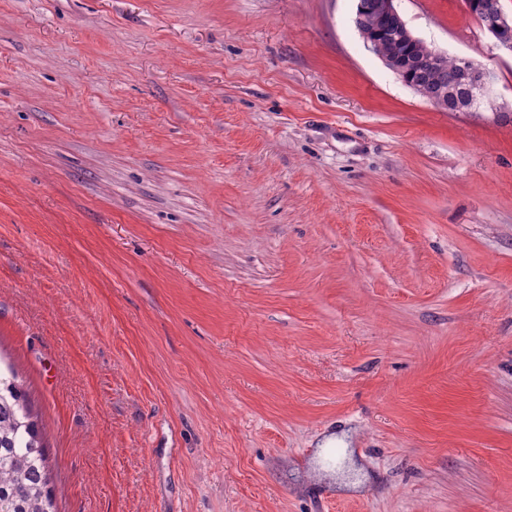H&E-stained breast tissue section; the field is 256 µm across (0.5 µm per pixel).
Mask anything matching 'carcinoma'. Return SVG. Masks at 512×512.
Masks as SVG:
<instances>
[{
    "label": "carcinoma",
    "instance_id": "carcinoma-1",
    "mask_svg": "<svg viewBox=\"0 0 512 512\" xmlns=\"http://www.w3.org/2000/svg\"><path fill=\"white\" fill-rule=\"evenodd\" d=\"M45 446L12 368L0 370V512H57Z\"/></svg>",
    "mask_w": 512,
    "mask_h": 512
}]
</instances>
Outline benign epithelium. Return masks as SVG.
Returning <instances> with one entry per match:
<instances>
[{"label": "benign epithelium", "mask_w": 512, "mask_h": 512, "mask_svg": "<svg viewBox=\"0 0 512 512\" xmlns=\"http://www.w3.org/2000/svg\"><path fill=\"white\" fill-rule=\"evenodd\" d=\"M398 0H358L355 25L366 47L397 76L412 72L416 80L407 86L421 98L445 112H462L472 107L486 87V72L466 58L455 60L448 72V54L433 47L423 56L407 55L405 48L418 38L408 28ZM466 11L480 13L481 26L497 47L512 53V17L502 6L488 10L477 0H464Z\"/></svg>", "instance_id": "benign-epithelium-1"}]
</instances>
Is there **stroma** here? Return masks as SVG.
<instances>
[{
    "mask_svg": "<svg viewBox=\"0 0 512 512\" xmlns=\"http://www.w3.org/2000/svg\"><path fill=\"white\" fill-rule=\"evenodd\" d=\"M356 4L0 0V365L59 512H512V54L400 0L488 72L443 112Z\"/></svg>",
    "mask_w": 512,
    "mask_h": 512,
    "instance_id": "stroma-1",
    "label": "stroma"
}]
</instances>
